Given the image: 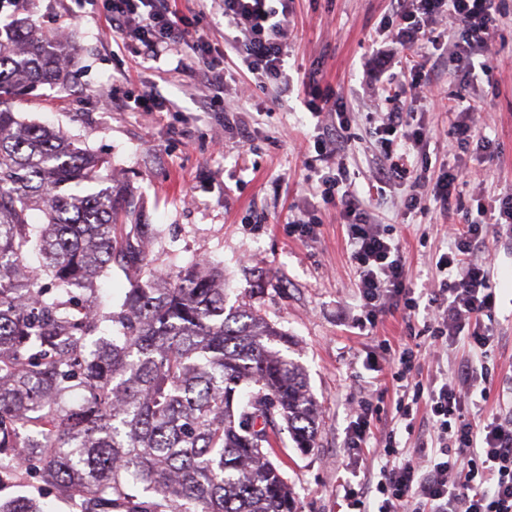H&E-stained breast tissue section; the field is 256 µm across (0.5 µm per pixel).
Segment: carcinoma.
<instances>
[{
  "instance_id": "carcinoma-1",
  "label": "carcinoma",
  "mask_w": 512,
  "mask_h": 512,
  "mask_svg": "<svg viewBox=\"0 0 512 512\" xmlns=\"http://www.w3.org/2000/svg\"><path fill=\"white\" fill-rule=\"evenodd\" d=\"M69 63L32 15L0 27V512H295L271 456L285 430L314 448L319 411L288 334L226 307L209 261L98 303L151 225L106 158L16 115Z\"/></svg>"
}]
</instances>
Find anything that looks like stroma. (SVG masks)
Listing matches in <instances>:
<instances>
[{"label": "stroma", "mask_w": 512, "mask_h": 512, "mask_svg": "<svg viewBox=\"0 0 512 512\" xmlns=\"http://www.w3.org/2000/svg\"><path fill=\"white\" fill-rule=\"evenodd\" d=\"M29 7L44 30L69 26L77 54L67 85L39 86L15 103V111L111 157L108 177L128 186L132 210L154 227L151 269L173 272L201 259L219 263L228 304L251 308L291 336L287 355L306 374L320 422L312 451L300 453L287 439L273 461L294 490L298 512H348L343 483L359 488L369 466L385 461L375 444L360 457L345 448L352 404L363 397L378 402L404 452H412L420 434L399 417L391 380L372 369L382 357V342L408 345L420 358L434 346L419 317L387 316L368 336L355 328L362 309L346 228L310 177L319 131L305 106L302 82L318 71L335 89L340 110L350 118L344 162L352 184L366 195L373 221L388 226L402 245L413 288L430 287L432 262L448 248L449 223H470L478 205L512 192V0H505L507 17L499 31L505 47L492 74L455 70L448 40L439 38L433 95L413 104L435 130L415 158L417 168L432 176L461 162L481 168L480 180L464 186L462 206L448 220L433 203L424 212L407 210L408 190L402 186L390 187L382 197L370 189L379 156L375 129L392 108L375 98L374 86L398 60L373 53L370 38L388 21L389 0H292L294 39L283 80L258 87L240 56L228 52L220 110L204 108L209 91L193 73L176 72L178 59L190 58L189 48L164 55L158 66L166 78L156 92L174 109L151 113L102 109V92L121 97L135 92L125 76L135 73L137 64L113 42L100 17L77 10L73 0H31ZM461 97L477 108L475 124L496 152L493 162L478 165L472 150L448 144L446 108ZM245 127L252 131L248 143L241 138ZM312 216L320 221L315 238L290 232L289 220ZM480 255L494 270L492 326L503 338L491 395L480 406L486 413L512 407L502 396L512 387V240H489Z\"/></svg>", "instance_id": "1"}]
</instances>
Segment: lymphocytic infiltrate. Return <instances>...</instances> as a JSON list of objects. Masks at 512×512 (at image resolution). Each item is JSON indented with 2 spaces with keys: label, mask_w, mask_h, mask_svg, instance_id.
<instances>
[{
  "label": "lymphocytic infiltrate",
  "mask_w": 512,
  "mask_h": 512,
  "mask_svg": "<svg viewBox=\"0 0 512 512\" xmlns=\"http://www.w3.org/2000/svg\"><path fill=\"white\" fill-rule=\"evenodd\" d=\"M101 12L118 45L149 62L162 54L190 47L189 64L206 88L212 103H220L224 68L217 59L225 49L240 53L259 85L279 79L288 63L291 33L287 17L279 16L269 0H220L226 33L223 43L198 33L194 21L205 16V0H78ZM392 15L383 28V43L420 53L417 70H399L397 79H385L383 90L409 84L427 90L434 25L440 17H453L460 31L453 37L451 60L467 71L489 72L495 58V37L503 23L501 0H391ZM306 106L312 116L331 112L334 133L343 136L349 126L346 113L336 109V93L317 77L305 84ZM383 149L375 181L379 187L407 183L408 208L421 204L424 178L413 158L427 144L423 121L400 107L387 112L376 129ZM336 174L318 173L323 201L333 204L345 224L350 260L356 274L363 319L359 330L376 326L380 316L402 312L405 318L422 316L423 329L438 349L465 338L471 358L444 373L440 383L423 385L412 349L385 357L403 419L425 412L430 428L419 437L417 448L401 454L394 431H382L381 419L371 401H359L349 423L345 446L358 451L375 433L384 437V453L392 464L370 473L359 490L350 492L351 512H512V410L472 420L465 400L472 391L490 394L495 373L489 357L500 338L488 323L496 307V283L489 262L475 260L489 237H512V193L498 197L491 220L465 224L452 232L453 244L434 264L435 288L427 297L416 296L399 242L372 224L368 207L347 180L344 163Z\"/></svg>",
  "instance_id": "lymphocytic-infiltrate-1"
}]
</instances>
